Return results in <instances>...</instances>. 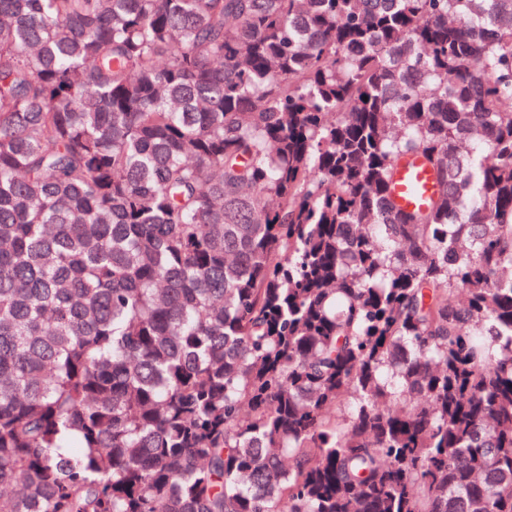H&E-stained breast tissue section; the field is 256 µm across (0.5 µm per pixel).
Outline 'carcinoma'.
Instances as JSON below:
<instances>
[{"label": "carcinoma", "instance_id": "1", "mask_svg": "<svg viewBox=\"0 0 512 512\" xmlns=\"http://www.w3.org/2000/svg\"><path fill=\"white\" fill-rule=\"evenodd\" d=\"M508 101L512 0H0V512H512ZM435 185V175L423 161L404 162L393 173L391 199L400 209L423 208L430 200Z\"/></svg>", "mask_w": 512, "mask_h": 512}]
</instances>
